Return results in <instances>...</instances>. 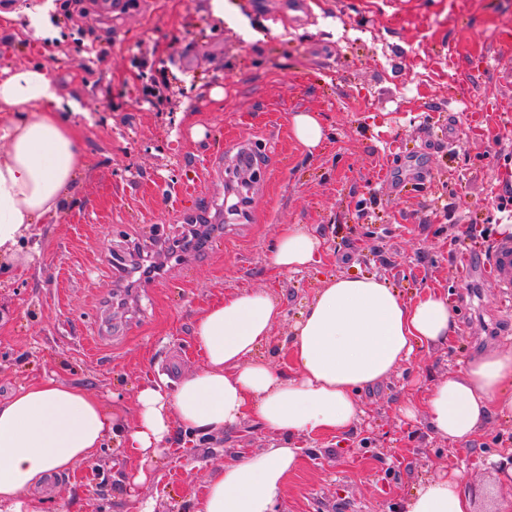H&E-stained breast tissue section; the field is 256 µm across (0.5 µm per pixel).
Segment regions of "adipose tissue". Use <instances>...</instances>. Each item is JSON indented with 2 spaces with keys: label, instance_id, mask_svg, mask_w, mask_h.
Here are the masks:
<instances>
[{
  "label": "adipose tissue",
  "instance_id": "obj_1",
  "mask_svg": "<svg viewBox=\"0 0 512 512\" xmlns=\"http://www.w3.org/2000/svg\"><path fill=\"white\" fill-rule=\"evenodd\" d=\"M0 262L66 208L83 168L77 104H63L54 73L42 65L0 74ZM321 248L302 225H288L270 254L272 267H309ZM282 309L271 292L245 289L208 306L193 334L204 365L168 387L137 391L138 419L117 415L84 388L44 378L0 402V512H33L35 493L54 475L93 463L119 438L134 459L133 484L174 430L209 435L244 419L272 435L269 448L237 453L193 498V512H278L298 439L349 430L364 413L361 394L395 373L424 343L457 329L446 298L430 291L408 302L373 276L331 278L288 338L292 366L281 373L259 350ZM432 432L450 446L468 443L491 418L512 415V349L468 359L421 399ZM402 512H474L458 472L419 482Z\"/></svg>",
  "mask_w": 512,
  "mask_h": 512
}]
</instances>
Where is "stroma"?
<instances>
[{
    "instance_id": "stroma-1",
    "label": "stroma",
    "mask_w": 512,
    "mask_h": 512,
    "mask_svg": "<svg viewBox=\"0 0 512 512\" xmlns=\"http://www.w3.org/2000/svg\"><path fill=\"white\" fill-rule=\"evenodd\" d=\"M59 30L40 41L0 18V68L46 65L63 101L90 112L83 173L65 212L0 272V401L53 377L85 388L127 422L137 387L156 372L179 379L203 365L193 324L212 302L269 290L282 317L262 356L282 372L293 325L332 277L375 275L405 298L446 295L459 330L420 348L364 391L362 421L301 440L283 512H398L419 481L459 471L475 512L512 495L491 457L512 449V419H493L466 448L427 427L420 402L472 355L512 347V300L490 280L462 285L457 248L477 250L512 225V0H54ZM167 83L164 101L147 79ZM317 115L313 150L292 118ZM259 145L261 180L227 193L226 158ZM218 229L203 248L171 259L192 224ZM289 224L319 238L298 272L269 263ZM149 254L161 278L131 283L113 262ZM246 419L210 436L174 430L152 479L130 491L118 440L91 465L53 479L45 512H191L190 500L240 450L270 445Z\"/></svg>"
}]
</instances>
